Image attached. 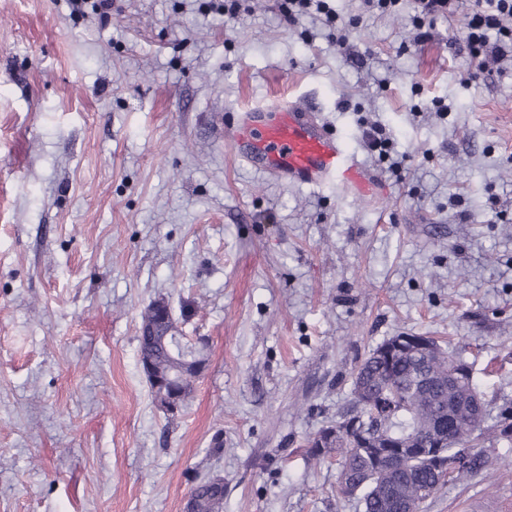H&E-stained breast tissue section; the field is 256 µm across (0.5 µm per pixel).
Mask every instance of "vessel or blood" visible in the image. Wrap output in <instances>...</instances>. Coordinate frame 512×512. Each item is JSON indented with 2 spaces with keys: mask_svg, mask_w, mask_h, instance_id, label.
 I'll use <instances>...</instances> for the list:
<instances>
[{
  "mask_svg": "<svg viewBox=\"0 0 512 512\" xmlns=\"http://www.w3.org/2000/svg\"><path fill=\"white\" fill-rule=\"evenodd\" d=\"M229 128L237 155L262 173L311 187L333 183L358 197L384 192L345 139L301 103L278 101L236 112Z\"/></svg>",
  "mask_w": 512,
  "mask_h": 512,
  "instance_id": "vessel-or-blood-1",
  "label": "vessel or blood"
}]
</instances>
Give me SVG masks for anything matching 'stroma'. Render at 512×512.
Instances as JSON below:
<instances>
[{"label": "stroma", "mask_w": 512, "mask_h": 512, "mask_svg": "<svg viewBox=\"0 0 512 512\" xmlns=\"http://www.w3.org/2000/svg\"><path fill=\"white\" fill-rule=\"evenodd\" d=\"M0 0V512H363L307 439L350 408V373L402 332L474 344L512 402V60L471 79L462 17L333 0L348 49L286 0ZM308 104L387 188L361 200L257 173L231 113ZM449 105L447 116L432 102ZM383 126L402 161L366 148ZM166 300L208 341L191 401L156 405L141 314ZM422 512L512 494V446ZM190 497L194 499V512H221L224 501L223 477L201 479L193 486Z\"/></svg>", "instance_id": "obj_1"}]
</instances>
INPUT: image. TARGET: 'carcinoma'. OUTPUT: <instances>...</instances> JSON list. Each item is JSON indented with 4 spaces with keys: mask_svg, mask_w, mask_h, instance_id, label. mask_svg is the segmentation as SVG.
<instances>
[{
    "mask_svg": "<svg viewBox=\"0 0 512 512\" xmlns=\"http://www.w3.org/2000/svg\"><path fill=\"white\" fill-rule=\"evenodd\" d=\"M175 322L154 325L155 335L140 336L139 357L150 361L154 374L177 378L184 402H189L198 372L194 364L181 361L173 352L168 331ZM380 347L372 349L351 372L352 390H361L352 397L356 405L361 401H382L385 408L373 415L365 413L368 423L377 425L393 440L414 435L416 443L423 444L440 426L448 429V446L442 449L444 459L455 461L467 456L468 466L448 469L445 478L436 477L430 462L414 454H400L392 448L387 457L394 462L386 480L372 478L374 461L366 448L357 447L350 439L330 437L323 446H312L309 455L321 461L330 454L339 455V475L336 493L345 496L361 495L364 512H392L394 500L410 498L425 501L450 481L475 475L481 467V443L486 435L512 444V404L500 408L493 426L484 423L490 415L489 402L484 411L475 405L476 397L484 396L474 375L475 362L468 361L463 350L436 345V350L425 356L396 353L391 362L382 361ZM465 364L469 372L450 378L448 373L456 365ZM196 512H221L224 501V478L212 476L198 481L192 488Z\"/></svg>",
    "mask_w": 512,
    "mask_h": 512,
    "instance_id": "cac0c4a2",
    "label": "carcinoma"
}]
</instances>
